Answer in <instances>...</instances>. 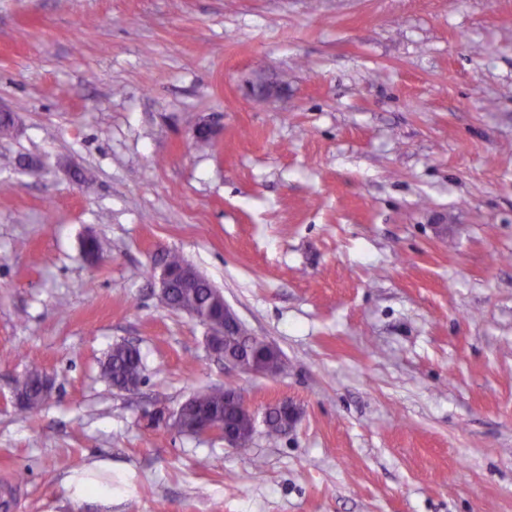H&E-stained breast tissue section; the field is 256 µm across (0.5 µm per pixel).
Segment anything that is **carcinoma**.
<instances>
[{
  "mask_svg": "<svg viewBox=\"0 0 512 512\" xmlns=\"http://www.w3.org/2000/svg\"><path fill=\"white\" fill-rule=\"evenodd\" d=\"M211 294V283L203 278L195 277L186 286L181 283L174 285L166 305L200 321L203 317L214 314L210 308ZM142 372L143 360L140 350L129 344L118 343L112 346L102 363L100 377L112 387L128 390L141 383ZM42 378V370L37 366H31L19 381L17 390L22 396L19 405L22 412L36 413L44 406ZM231 390H233V386L230 384L224 386L222 390L216 387L196 390L192 394L194 408L183 415L178 432L186 435L193 434L198 416L203 413L213 424H222L226 420L234 423L239 430L237 449L248 450L254 433V425L248 416L237 414L224 403V397Z\"/></svg>",
  "mask_w": 512,
  "mask_h": 512,
  "instance_id": "cac0c4a2",
  "label": "carcinoma"
}]
</instances>
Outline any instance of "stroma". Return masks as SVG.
I'll return each mask as SVG.
<instances>
[{
  "label": "stroma",
  "instance_id": "1",
  "mask_svg": "<svg viewBox=\"0 0 512 512\" xmlns=\"http://www.w3.org/2000/svg\"><path fill=\"white\" fill-rule=\"evenodd\" d=\"M0 109V512H512V0H0ZM161 247L282 373L161 303ZM226 383L301 416L246 455L169 424ZM213 303L218 308L222 309L223 317L219 321L205 323L210 329L206 340V346L209 352L217 358H223L224 366L240 372L266 377L280 373L281 371L274 369L266 359L267 354H280L279 349L268 341H263L261 345L264 352L263 354H258L257 352L251 353L250 347H246V351L252 355L246 358L230 356L224 353V347L228 348L233 341L238 343L241 342L242 338L247 337L248 330L243 325L239 333L235 332L234 336H224L228 334L229 331L237 328L239 319L224 302L223 293L217 288L214 289ZM143 360L140 350L132 345L118 343L102 363L100 377L110 386L128 390L142 381ZM43 377L44 375L39 367L30 366L18 383L17 390H19L23 398V400L19 402L20 405H18V407L25 414H32L41 410L46 403L44 399L48 400L51 396L52 385L48 378L43 389L41 388Z\"/></svg>",
  "mask_w": 512,
  "mask_h": 512
}]
</instances>
